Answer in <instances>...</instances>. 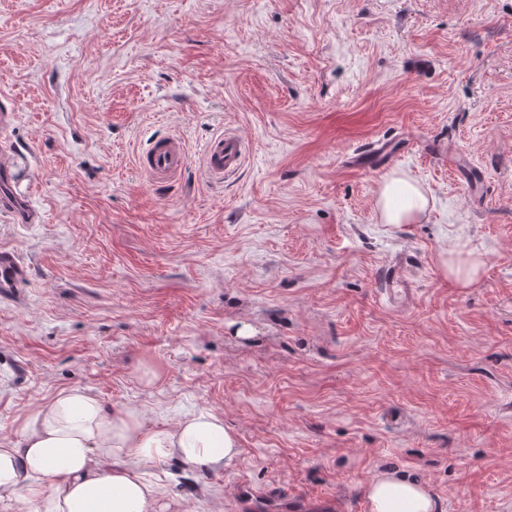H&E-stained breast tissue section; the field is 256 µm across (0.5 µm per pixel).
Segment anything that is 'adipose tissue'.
<instances>
[{
  "label": "adipose tissue",
  "mask_w": 512,
  "mask_h": 512,
  "mask_svg": "<svg viewBox=\"0 0 512 512\" xmlns=\"http://www.w3.org/2000/svg\"><path fill=\"white\" fill-rule=\"evenodd\" d=\"M381 223L418 224L428 208L423 186L393 172L377 186ZM236 434L210 412H190L169 427L143 412L106 409L94 394L63 390L28 412L16 441L0 444V501L20 496L27 512H164L148 469L167 460L192 471L229 465ZM370 512H437L434 496L416 480L384 471L366 489Z\"/></svg>",
  "instance_id": "adipose-tissue-1"
}]
</instances>
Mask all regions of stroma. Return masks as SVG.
<instances>
[{
	"instance_id": "obj_1",
	"label": "stroma",
	"mask_w": 512,
	"mask_h": 512,
	"mask_svg": "<svg viewBox=\"0 0 512 512\" xmlns=\"http://www.w3.org/2000/svg\"><path fill=\"white\" fill-rule=\"evenodd\" d=\"M0 104V194L21 197L0 248L32 274L0 297V443L83 388L236 433L223 468H155L168 512H368L380 470L440 512H512V0H0ZM227 130L251 158L214 185L203 145ZM168 134L187 171L155 184L137 155ZM378 139L427 190L422 223H381L382 172L350 166ZM460 252L483 260L465 288L443 273Z\"/></svg>"
}]
</instances>
